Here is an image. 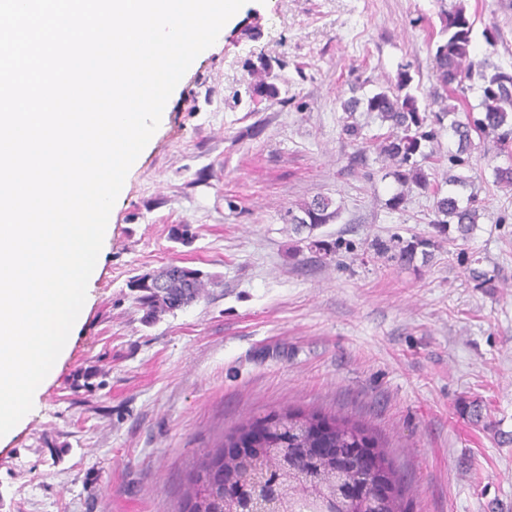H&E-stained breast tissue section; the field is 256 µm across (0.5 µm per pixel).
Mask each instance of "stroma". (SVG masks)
<instances>
[{
    "label": "stroma",
    "mask_w": 512,
    "mask_h": 512,
    "mask_svg": "<svg viewBox=\"0 0 512 512\" xmlns=\"http://www.w3.org/2000/svg\"><path fill=\"white\" fill-rule=\"evenodd\" d=\"M471 56L512 71V0H462ZM440 0H247L191 64L130 168L70 344L0 440V512H177L204 450L242 419L318 408L371 425L404 512H512V164L474 138L481 217L403 265L375 241L431 235L433 199L401 210L376 150L349 168L340 102L436 86ZM496 31L488 43L487 31ZM280 94L250 101L251 63ZM331 198L311 251L287 209ZM191 225L189 244L169 237ZM175 264L215 275L207 298L142 322L127 286ZM481 271L491 288L472 277ZM94 365L98 377L73 388Z\"/></svg>",
    "instance_id": "stroma-1"
}]
</instances>
